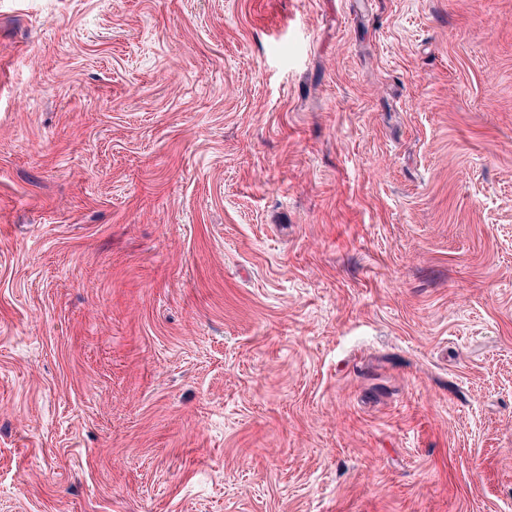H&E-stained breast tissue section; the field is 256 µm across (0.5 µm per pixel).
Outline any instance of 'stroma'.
<instances>
[{"mask_svg":"<svg viewBox=\"0 0 512 512\" xmlns=\"http://www.w3.org/2000/svg\"><path fill=\"white\" fill-rule=\"evenodd\" d=\"M0 512H512V0H0Z\"/></svg>","mask_w":512,"mask_h":512,"instance_id":"stroma-1","label":"stroma"}]
</instances>
